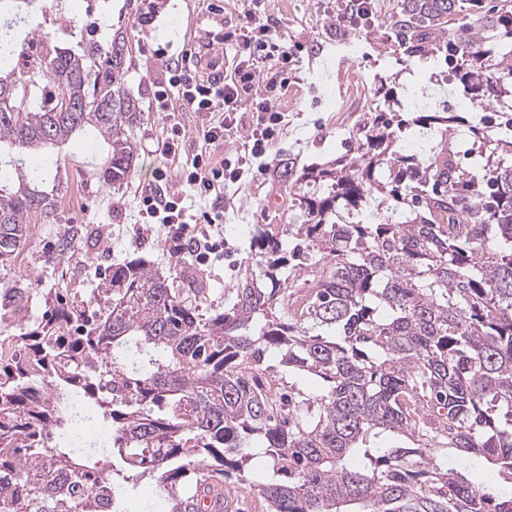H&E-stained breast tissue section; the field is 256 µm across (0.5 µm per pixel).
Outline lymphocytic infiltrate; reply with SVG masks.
Returning <instances> with one entry per match:
<instances>
[{"label":"lymphocytic infiltrate","mask_w":512,"mask_h":512,"mask_svg":"<svg viewBox=\"0 0 512 512\" xmlns=\"http://www.w3.org/2000/svg\"><path fill=\"white\" fill-rule=\"evenodd\" d=\"M271 29L268 15L247 14L240 30L222 35L221 41L234 50L230 69L212 64L208 75H201L196 58L191 52L181 57H170L166 47H157L155 56L165 59L168 78L154 93L155 109L169 112L173 108L183 111L210 112L215 119L203 129L205 140L214 141L233 134L236 114L243 101H251L257 123L252 134L253 144L247 156L236 161H224L215 167L203 157H196L186 181L206 196L216 189H229L264 173L263 162L268 150L276 142L285 126V115L276 105V95L288 81L287 65L292 52L287 45H270L267 34ZM274 50L282 66L260 83L261 66L265 63V50ZM141 210L155 223L170 228L174 238L197 242V262L204 263L221 250L220 241L212 239L209 230L221 224L220 214L203 212L201 219L188 216L179 195L149 192L140 199Z\"/></svg>","instance_id":"f902f5d3"}]
</instances>
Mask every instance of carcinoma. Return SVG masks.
<instances>
[{
  "label": "carcinoma",
  "mask_w": 512,
  "mask_h": 512,
  "mask_svg": "<svg viewBox=\"0 0 512 512\" xmlns=\"http://www.w3.org/2000/svg\"><path fill=\"white\" fill-rule=\"evenodd\" d=\"M35 0H0V43L24 56ZM479 13L448 35L457 0H403L394 42L414 57L442 54L473 103L512 104V0H466ZM131 32L104 50L56 45L22 73L0 65V265L30 237L27 218L54 216L39 188L53 149L78 136L106 147L94 175L123 184L134 169L139 101L121 75ZM411 96L420 156L391 149L405 120L395 100L375 107L354 138L358 156L297 170L278 161L273 182L296 192L302 244L286 250L269 224L252 233L245 269L222 308L202 312L208 289L187 287L139 261L112 266L91 301L46 294L50 316L0 338V505L4 512H125L124 485L151 477L169 512H203L202 500L235 480L257 490L266 512H512V118L492 134L469 126L482 172L463 167L452 140L464 122ZM68 103L62 112L58 107ZM309 273L301 311L292 282ZM33 289L0 288V315L25 313ZM305 374V392L286 377ZM108 422L112 445L66 429L77 414ZM408 445L390 443L393 436ZM112 448L128 473L104 479L88 465ZM484 458L491 484L466 478L453 457ZM266 458L277 480H253Z\"/></svg>",
  "instance_id": "1"
}]
</instances>
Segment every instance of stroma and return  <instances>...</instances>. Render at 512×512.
Masks as SVG:
<instances>
[{"mask_svg": "<svg viewBox=\"0 0 512 512\" xmlns=\"http://www.w3.org/2000/svg\"><path fill=\"white\" fill-rule=\"evenodd\" d=\"M212 0H155L147 23H140L134 5L128 0H46V7L35 14L30 32L57 30L62 45L74 44L70 18L83 22L109 16V23L94 27L89 37L108 47L115 27H136V42L121 77L123 88L139 99L142 115L134 130L139 158L134 172L119 186H108L90 179L89 163L104 155V148L88 139H77L60 149L57 179L58 206L53 220L31 214L33 235L20 253L0 267V286L19 278L28 279L34 296L25 319L0 316V336H14L20 323L37 324L46 316L43 293L53 288L76 289L93 297L105 267L141 258L151 266L166 270L177 259L189 261L190 269L202 278L209 290L211 306H223L230 288L241 271L254 264L255 253L249 230L255 224H289L296 214L288 201L276 199L269 175L232 186L224 195V222L217 230L224 240V253L206 264L195 262L190 250L176 251L167 228L141 224L139 200L142 193L157 190L155 169L160 156L157 146L165 135L161 113L154 110V90L165 78L163 60L154 56L151 46H167L170 54L194 49L208 32L224 33L240 27L249 12L270 14L277 33L294 52L288 68V84L277 99L287 127L269 152L266 162L294 158L298 167L322 165L336 158L357 155L353 138L366 112L391 97L400 103L401 115H408L405 75L415 76L419 86L445 79L449 68L443 57H409L397 49L391 25L397 19L402 0H375L372 23L339 25L341 0H222L221 11L210 9ZM364 88L361 98L348 97L351 85ZM350 103L351 111L331 112L328 101ZM238 130L224 142L210 144L202 136L207 114L176 112L171 116L181 137L180 159L170 171L168 187L179 193L190 214L208 210L210 199L199 196L185 183L183 170L201 152L212 161L236 159L245 154L256 127V115L249 108L237 114ZM74 224L83 225L86 236L66 254L55 252L56 243Z\"/></svg>", "mask_w": 512, "mask_h": 512, "instance_id": "stroma-1", "label": "stroma"}]
</instances>
